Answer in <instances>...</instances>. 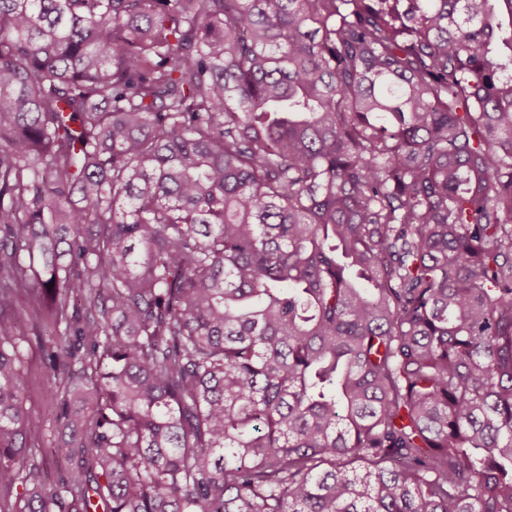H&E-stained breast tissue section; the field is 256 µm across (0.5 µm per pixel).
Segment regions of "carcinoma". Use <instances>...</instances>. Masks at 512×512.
Listing matches in <instances>:
<instances>
[{"instance_id": "1", "label": "carcinoma", "mask_w": 512, "mask_h": 512, "mask_svg": "<svg viewBox=\"0 0 512 512\" xmlns=\"http://www.w3.org/2000/svg\"><path fill=\"white\" fill-rule=\"evenodd\" d=\"M99 508L512 512V0H0V512ZM29 391L25 400V408L29 415L42 423V447L49 459L51 470H65L64 454L67 448L62 447L61 432L63 421L57 420L58 408L56 402L47 395L43 384L42 362L36 346L29 352L25 364Z\"/></svg>"}]
</instances>
